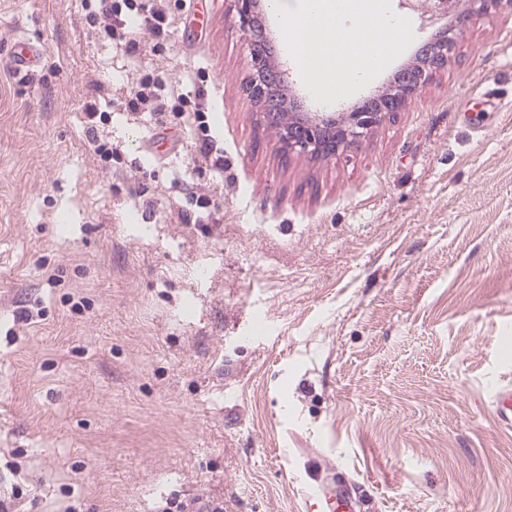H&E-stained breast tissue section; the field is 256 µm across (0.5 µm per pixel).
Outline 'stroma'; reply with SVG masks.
I'll return each instance as SVG.
<instances>
[{
	"label": "stroma",
	"instance_id": "1",
	"mask_svg": "<svg viewBox=\"0 0 512 512\" xmlns=\"http://www.w3.org/2000/svg\"><path fill=\"white\" fill-rule=\"evenodd\" d=\"M228 9L131 54L85 0H0V500L512 512V11L360 147L285 160ZM147 77L181 118L127 109ZM44 50L30 42H19L10 53L11 68L18 75L27 76L34 71V66L41 62ZM494 403L499 424L512 427V388H500L495 394ZM311 495L321 506L319 512H359L355 500L335 490L320 488Z\"/></svg>",
	"mask_w": 512,
	"mask_h": 512
}]
</instances>
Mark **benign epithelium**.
Masks as SVG:
<instances>
[{
    "label": "benign epithelium",
    "mask_w": 512,
    "mask_h": 512,
    "mask_svg": "<svg viewBox=\"0 0 512 512\" xmlns=\"http://www.w3.org/2000/svg\"><path fill=\"white\" fill-rule=\"evenodd\" d=\"M232 19L248 37L254 62L250 92L260 105L263 125L279 133L281 151L308 153L323 159L362 143L367 131L387 115L400 111L425 82L429 70L444 63L463 28L445 29L432 36L418 53L417 62L400 69L380 93L367 96L346 112H298L287 100L286 73L274 63L261 19L260 0H231Z\"/></svg>",
    "instance_id": "1"
}]
</instances>
